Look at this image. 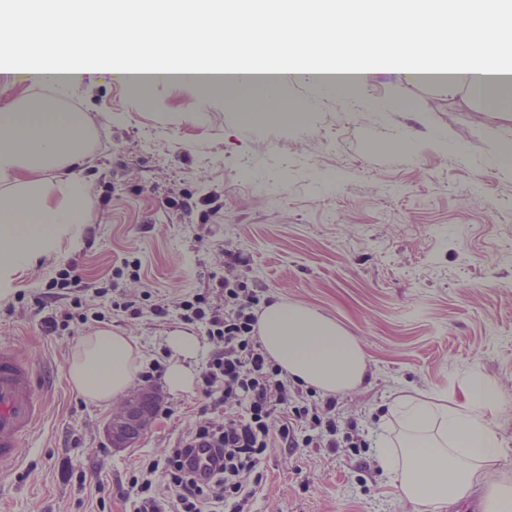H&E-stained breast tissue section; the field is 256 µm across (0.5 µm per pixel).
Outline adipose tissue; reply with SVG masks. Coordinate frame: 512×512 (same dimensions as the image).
<instances>
[{
	"instance_id": "adipose-tissue-1",
	"label": "adipose tissue",
	"mask_w": 512,
	"mask_h": 512,
	"mask_svg": "<svg viewBox=\"0 0 512 512\" xmlns=\"http://www.w3.org/2000/svg\"><path fill=\"white\" fill-rule=\"evenodd\" d=\"M276 0H0V72L34 81L50 79L66 91L83 76L133 72L131 46L103 54L96 46L111 31H128L149 13L177 10L176 28L163 49L182 57V71L206 72L239 58L229 43L224 58L209 54L221 33L208 17L233 25L267 12ZM486 0H288L289 25L274 43L278 54L320 72L323 53L309 38L322 20L356 19V34H368L365 52H344L345 65L364 76L392 65L408 79L444 72L449 94L465 93L484 112H512V0H497L499 24H487ZM39 29L56 42L53 54L21 51L18 35ZM93 128L84 113L56 111L52 102L31 98L0 111V297L10 276L39 254L52 251L65 232L90 223L92 210L82 178V161ZM54 172L47 180L45 172ZM257 330L267 355L295 382L326 393L360 386L367 371L363 344L334 320L310 306L279 299L263 307ZM172 359L166 383L181 393L194 381L192 361L199 340L179 330L166 340ZM141 355L131 337L100 328L84 336L68 364L70 385L87 400L107 405L131 385ZM512 409V395L473 370L458 391L407 393L393 400L395 429L379 440V461L394 479L400 501L419 507L465 500L476 477L496 473L505 454L494 418Z\"/></svg>"
}]
</instances>
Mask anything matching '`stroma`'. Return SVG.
Wrapping results in <instances>:
<instances>
[{"mask_svg": "<svg viewBox=\"0 0 512 512\" xmlns=\"http://www.w3.org/2000/svg\"><path fill=\"white\" fill-rule=\"evenodd\" d=\"M248 95L271 120H245L239 92L181 81L139 98L101 73L63 95L0 75V107L46 96L95 126L83 170L92 222L79 244L61 239L15 272L0 298V344L41 375L46 405L17 462L0 470V512H130L134 467L174 447L201 402L200 384L175 395L155 379L164 413L112 450L111 407L66 378L81 336L102 326L133 337L145 368L168 363L166 338L184 324L115 311L45 333L36 299L70 263L82 281L115 284L146 307L205 290L220 308L209 276L239 248L261 301L311 306L362 341L368 378L336 407L368 440L401 390L444 392L476 369L512 394V171L497 156L512 119L392 68L342 97L307 73ZM134 259L133 273L124 263ZM362 457L370 468L360 473L325 449L273 445L252 510L418 512L396 499L376 447Z\"/></svg>", "mask_w": 512, "mask_h": 512, "instance_id": "1", "label": "stroma"}]
</instances>
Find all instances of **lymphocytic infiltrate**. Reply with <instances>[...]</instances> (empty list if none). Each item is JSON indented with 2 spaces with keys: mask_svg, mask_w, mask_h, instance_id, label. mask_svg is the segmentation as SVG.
<instances>
[{
  "mask_svg": "<svg viewBox=\"0 0 512 512\" xmlns=\"http://www.w3.org/2000/svg\"><path fill=\"white\" fill-rule=\"evenodd\" d=\"M241 250L224 252L223 310L214 309L207 294L194 292L180 302L159 301L151 312H176L180 321L202 324L210 340L221 343L203 373L204 404L191 427L169 449L164 460L143 461L130 480L133 512H251L263 489L262 464L271 435L285 448H341L358 454L367 442L357 421L344 419L332 397H315L292 383L267 357L257 339L260 299L256 283L237 276L248 266ZM222 422H214L215 411ZM210 455L208 469H198V452ZM166 484L157 487L156 472Z\"/></svg>",
  "mask_w": 512,
  "mask_h": 512,
  "instance_id": "lymphocytic-infiltrate-1",
  "label": "lymphocytic infiltrate"
}]
</instances>
